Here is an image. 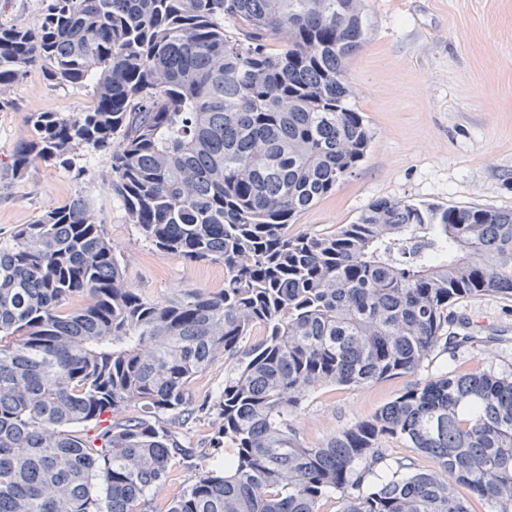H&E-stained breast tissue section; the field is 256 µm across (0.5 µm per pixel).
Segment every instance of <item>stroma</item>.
Instances as JSON below:
<instances>
[{"label": "stroma", "instance_id": "stroma-1", "mask_svg": "<svg viewBox=\"0 0 512 512\" xmlns=\"http://www.w3.org/2000/svg\"><path fill=\"white\" fill-rule=\"evenodd\" d=\"M370 20L365 45L346 62L353 90L348 104L362 113L373 138L352 177L303 213L295 230L327 233L354 223L375 200L512 210V0H366ZM0 110V241L33 223L49 207L80 194L94 206L103 231L117 247L127 279L162 300L179 289L216 291L224 266L164 255L144 239L113 195L107 155L83 152L74 168L43 163L22 179L9 169L15 146L26 137V112L72 114L87 107L86 91L47 81L32 71ZM452 333L471 342L438 349L415 378L475 370L512 373V297L483 294L448 307ZM411 379L364 387L325 386L307 396L297 426L305 442L321 443L397 397ZM224 385L216 361L190 387L200 412L181 427L193 460L174 461L155 512H167L195 469L211 464L204 452L212 435L208 407Z\"/></svg>", "mask_w": 512, "mask_h": 512}]
</instances>
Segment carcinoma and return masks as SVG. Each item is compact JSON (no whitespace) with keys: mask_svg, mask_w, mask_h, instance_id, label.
<instances>
[{"mask_svg":"<svg viewBox=\"0 0 512 512\" xmlns=\"http://www.w3.org/2000/svg\"><path fill=\"white\" fill-rule=\"evenodd\" d=\"M368 30L364 0H46L0 23V108L33 69L90 96L24 113L12 176L102 151L145 240L224 264L217 292L151 299L82 195L0 245V512H152L220 358L210 454H232L167 512H321L333 492L337 512H469L461 487L512 512V376L413 383L318 445L296 426L322 386L415 375L451 302L512 297V211L380 199L290 231L370 147L345 71ZM392 439L429 468L388 461Z\"/></svg>","mask_w":512,"mask_h":512,"instance_id":"carcinoma-1","label":"carcinoma"}]
</instances>
